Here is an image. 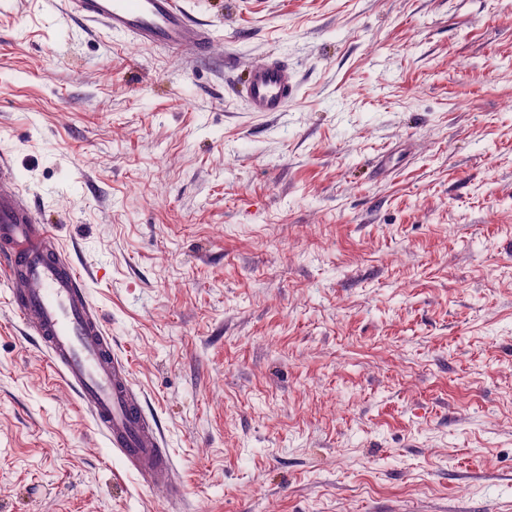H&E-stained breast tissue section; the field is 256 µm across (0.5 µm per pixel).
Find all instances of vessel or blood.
<instances>
[{
	"label": "vessel or blood",
	"instance_id": "obj_1",
	"mask_svg": "<svg viewBox=\"0 0 512 512\" xmlns=\"http://www.w3.org/2000/svg\"><path fill=\"white\" fill-rule=\"evenodd\" d=\"M67 14L102 25L114 36L173 53L204 54L210 34L193 21L181 0H65ZM291 67L270 55L249 66L240 92L254 112L284 111L295 95ZM10 157L0 153V270L20 276L12 298L20 319L34 332L61 379L113 451L144 483L179 493L172 459L156 427L143 413L128 362L86 289L88 275L55 245Z\"/></svg>",
	"mask_w": 512,
	"mask_h": 512
}]
</instances>
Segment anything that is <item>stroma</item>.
<instances>
[{"label": "stroma", "mask_w": 512, "mask_h": 512, "mask_svg": "<svg viewBox=\"0 0 512 512\" xmlns=\"http://www.w3.org/2000/svg\"><path fill=\"white\" fill-rule=\"evenodd\" d=\"M207 55L0 0V148L182 498L0 272V512H512V0H185ZM293 69L282 112L244 69ZM296 90L293 70L277 55L249 66L240 82V93L254 112L285 111Z\"/></svg>", "instance_id": "stroma-1"}]
</instances>
